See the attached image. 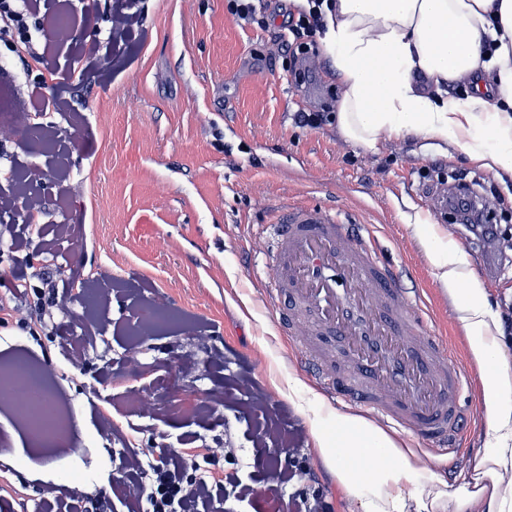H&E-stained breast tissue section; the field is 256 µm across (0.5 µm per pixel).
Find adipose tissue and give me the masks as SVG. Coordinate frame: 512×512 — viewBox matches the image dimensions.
<instances>
[{"label":"adipose tissue","instance_id":"adipose-tissue-1","mask_svg":"<svg viewBox=\"0 0 512 512\" xmlns=\"http://www.w3.org/2000/svg\"><path fill=\"white\" fill-rule=\"evenodd\" d=\"M322 9L344 140L373 152L412 134L512 173V0H324ZM462 80L476 81L475 93L449 97V84ZM413 231L456 302L480 373L486 428L472 477L449 489L384 431L349 414L313 417L320 458L357 512H512V368L501 360L494 312L460 246L430 224Z\"/></svg>","mask_w":512,"mask_h":512}]
</instances>
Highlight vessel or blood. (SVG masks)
I'll use <instances>...</instances> for the list:
<instances>
[{
  "label": "vessel or blood",
  "mask_w": 512,
  "mask_h": 512,
  "mask_svg": "<svg viewBox=\"0 0 512 512\" xmlns=\"http://www.w3.org/2000/svg\"><path fill=\"white\" fill-rule=\"evenodd\" d=\"M274 224L279 260L265 305L278 309L296 363L335 402H352L386 425L454 447L470 382L430 310L352 225L289 203ZM288 311H281L282 301Z\"/></svg>",
  "instance_id": "obj_1"
}]
</instances>
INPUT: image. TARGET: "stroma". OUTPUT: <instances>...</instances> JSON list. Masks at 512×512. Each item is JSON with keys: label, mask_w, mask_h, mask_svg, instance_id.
I'll list each match as a JSON object with an SVG mask.
<instances>
[{"label": "stroma", "mask_w": 512, "mask_h": 512, "mask_svg": "<svg viewBox=\"0 0 512 512\" xmlns=\"http://www.w3.org/2000/svg\"><path fill=\"white\" fill-rule=\"evenodd\" d=\"M141 27L132 37L109 36L113 0H56L28 17L33 42L47 48L54 75L0 44V83L11 85L42 126V137L25 133L0 144V188L5 177L30 166L44 171L35 193L45 204L38 227L17 214L0 212V224L34 235L57 224L78 226L76 236L54 248L32 245L26 257L0 269V296L12 294L18 276L48 274L65 293L81 274L104 266L125 292L106 308L72 299L71 317L57 318L47 336L35 341L0 328V360L29 358L45 371L62 367L65 347L78 321L102 317L96 344L58 391L82 418L73 429L86 465L87 494H111L126 481L124 454L143 448L162 453L191 447L185 478L211 472L217 482L208 512H266V475L273 462L295 466L299 479L277 489L281 512L292 497L318 492L324 512H355L308 434L312 413L335 418L324 396L315 403L289 397L286 382L312 384L298 367L287 337L262 302L278 248L270 224L288 202L309 204L343 224L365 225L373 249L390 265L407 270L433 309L432 329L447 337L466 368L474 363L454 311V302L413 233L417 224L437 225L459 242L480 280L498 322L512 319V173L478 168L458 150L442 151L437 141L403 135L365 153L345 142L336 128L340 88L323 51L318 64L296 84L294 73L307 55L289 47L292 0H259L270 18L266 28L237 20L228 0H130ZM72 20L71 37L58 43V12ZM109 70V80L96 68ZM83 70L80 80L71 79ZM68 105L58 108L57 94ZM320 112L318 126L300 122ZM81 123L72 126L71 115ZM468 186L473 198L497 201L495 238L451 228L444 191ZM156 301L174 321L142 328L132 336L130 315L137 303ZM203 333H196V326ZM224 353L223 369L209 362L211 348ZM142 366L125 367L128 353ZM248 373L278 414L284 430L305 431L303 447L292 451L260 445L256 418L244 411L246 389L235 384ZM151 396L153 415L116 408L112 417L131 441L121 445L95 438L97 410L108 397ZM209 400L211 421L202 426L182 404ZM471 430L461 441L456 468L404 430L390 435L402 447L458 487L467 478L473 449L482 447L485 408L480 383L465 394ZM14 464L0 462V482L14 493L0 494V512H46L38 489L52 482L60 495L73 487L69 456H57L30 474L16 461L32 456L23 439L12 441ZM255 493L238 501L226 472Z\"/></svg>", "instance_id": "obj_1"}]
</instances>
